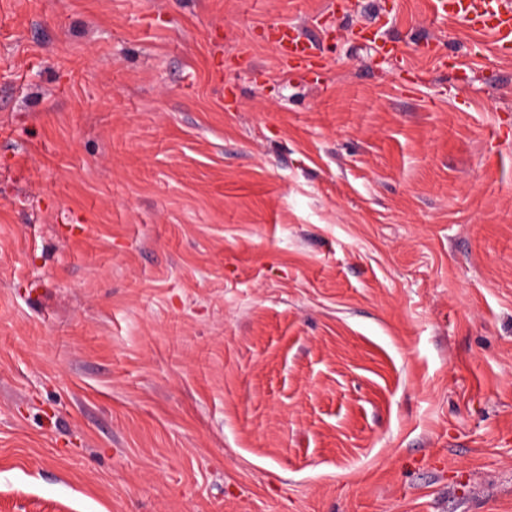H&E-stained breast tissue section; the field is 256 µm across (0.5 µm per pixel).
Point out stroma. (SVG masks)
Segmentation results:
<instances>
[{"mask_svg":"<svg viewBox=\"0 0 512 512\" xmlns=\"http://www.w3.org/2000/svg\"><path fill=\"white\" fill-rule=\"evenodd\" d=\"M0 512H512V55L431 0H0ZM278 32L281 34V37L274 40V48L281 60L282 66L293 70H302L314 65L315 56L310 46L296 47L288 41L289 35L298 37L291 27L283 25L279 28ZM283 35L284 37H282Z\"/></svg>","mask_w":512,"mask_h":512,"instance_id":"1","label":"stroma"}]
</instances>
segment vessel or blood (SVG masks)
<instances>
[{"label": "vessel or blood", "mask_w": 512, "mask_h": 512, "mask_svg": "<svg viewBox=\"0 0 512 512\" xmlns=\"http://www.w3.org/2000/svg\"><path fill=\"white\" fill-rule=\"evenodd\" d=\"M437 5L443 13L464 20L474 30L495 32L500 50H512V0H437ZM279 32L274 48L282 65L293 70L313 66L310 47H296L290 42L292 28L284 25Z\"/></svg>", "instance_id": "obj_1"}]
</instances>
